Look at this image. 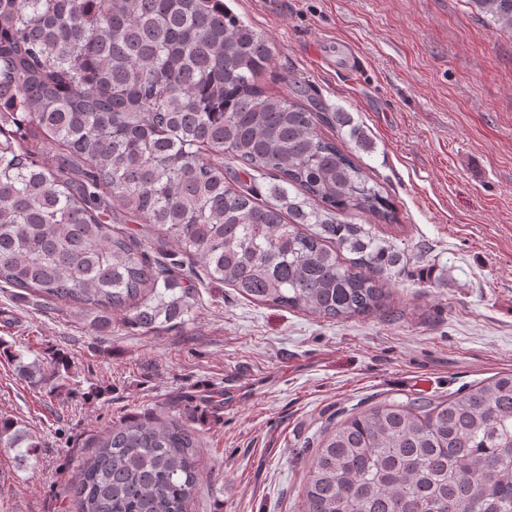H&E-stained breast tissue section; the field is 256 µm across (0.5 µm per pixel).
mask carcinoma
<instances>
[{
	"label": "carcinoma",
	"instance_id": "1",
	"mask_svg": "<svg viewBox=\"0 0 512 512\" xmlns=\"http://www.w3.org/2000/svg\"><path fill=\"white\" fill-rule=\"evenodd\" d=\"M467 4L512 34V0ZM272 56L223 0H0V285L151 329L190 305L181 254L253 301L338 321L380 310L383 254L352 218L391 224L392 202L319 132L345 113L256 82ZM226 160L283 182L276 202L230 185ZM120 217L141 228L117 230ZM346 244L361 258L343 262ZM62 364L20 371L72 396ZM22 446L35 438L0 417V447ZM200 448L181 417L106 429L70 485L77 512H188ZM302 512H512V372L325 429Z\"/></svg>",
	"mask_w": 512,
	"mask_h": 512
}]
</instances>
